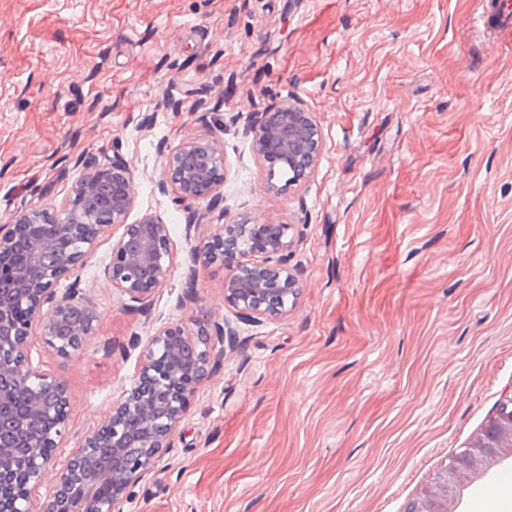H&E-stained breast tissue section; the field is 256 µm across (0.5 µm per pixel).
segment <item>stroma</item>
<instances>
[{
    "instance_id": "1",
    "label": "stroma",
    "mask_w": 512,
    "mask_h": 512,
    "mask_svg": "<svg viewBox=\"0 0 512 512\" xmlns=\"http://www.w3.org/2000/svg\"><path fill=\"white\" fill-rule=\"evenodd\" d=\"M485 3L0 0V224L118 155L129 222L161 217L176 248L135 303L101 273L108 228L80 282L84 349L33 325L32 363L68 388L67 446L129 388L134 338L203 328L222 352L124 512H406L512 395V37L473 30ZM294 97L322 148L276 191L241 131ZM194 138L223 147L225 177L191 228L157 183ZM220 219L291 225L302 288L282 319L238 320L223 264L191 265Z\"/></svg>"
}]
</instances>
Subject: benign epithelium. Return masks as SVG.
Returning <instances> with one entry per match:
<instances>
[{"label": "benign epithelium", "instance_id": "obj_1", "mask_svg": "<svg viewBox=\"0 0 512 512\" xmlns=\"http://www.w3.org/2000/svg\"><path fill=\"white\" fill-rule=\"evenodd\" d=\"M268 179L288 172L290 183L307 178L321 151L313 113L299 100H285L260 113L246 129ZM224 150L194 139L168 152L159 188L180 202L213 206L224 183ZM130 166L120 160L86 173L60 207L32 209L0 225V261L13 262L0 277V512H32L31 493L53 476V491L42 512H124L133 487L186 415L190 397L209 376L206 332L189 336L164 326L143 347L141 367L104 424L71 450L65 468L53 472L69 418L64 381L41 372L28 355L32 323L44 317L43 343L69 355L95 332L97 316L77 288L58 291L65 278L78 283L91 264L105 229L123 233L112 245L104 277L132 301L149 297L165 283L174 262L168 225L146 215L127 217L134 203ZM289 224L240 222L215 225L191 249L195 262H221L224 300L244 320H275L288 312L299 292V276L288 267L294 238ZM50 313L43 315L44 305ZM111 443L117 463L97 464L94 451ZM512 445V397L466 448L438 471L408 512H454L466 482L503 459Z\"/></svg>", "mask_w": 512, "mask_h": 512}]
</instances>
